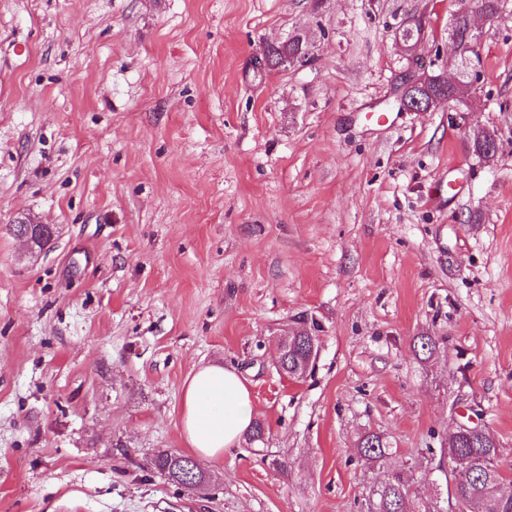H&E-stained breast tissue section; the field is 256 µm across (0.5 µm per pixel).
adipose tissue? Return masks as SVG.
I'll list each match as a JSON object with an SVG mask.
<instances>
[{
    "label": "adipose tissue",
    "mask_w": 512,
    "mask_h": 512,
    "mask_svg": "<svg viewBox=\"0 0 512 512\" xmlns=\"http://www.w3.org/2000/svg\"><path fill=\"white\" fill-rule=\"evenodd\" d=\"M254 410L246 380L234 369L198 368L182 403L181 436L197 454L221 460L250 428Z\"/></svg>",
    "instance_id": "ef3b65f1"
}]
</instances>
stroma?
Returning a JSON list of instances; mask_svg holds the SVG:
<instances>
[{"label": "stroma", "mask_w": 512, "mask_h": 512, "mask_svg": "<svg viewBox=\"0 0 512 512\" xmlns=\"http://www.w3.org/2000/svg\"><path fill=\"white\" fill-rule=\"evenodd\" d=\"M457 8L0 0V512H361L387 467L429 501L460 422L512 492V0L474 17L472 66ZM411 18L431 73L474 76L465 103L386 110ZM298 31L307 65L256 69ZM298 328L317 355L294 380ZM204 365L238 369L265 431L185 490L149 462L187 453ZM368 434L385 467L358 462ZM316 345V336L309 332H297L285 346L278 368L289 377H299L306 373L309 367L308 354L312 345Z\"/></svg>", "instance_id": "stroma-1"}]
</instances>
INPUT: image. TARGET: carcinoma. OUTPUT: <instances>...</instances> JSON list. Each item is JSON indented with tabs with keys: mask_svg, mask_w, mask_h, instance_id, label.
I'll return each instance as SVG.
<instances>
[{
	"mask_svg": "<svg viewBox=\"0 0 512 512\" xmlns=\"http://www.w3.org/2000/svg\"><path fill=\"white\" fill-rule=\"evenodd\" d=\"M453 36L464 39L471 36L468 14L458 11L454 15ZM264 55L267 70L273 71L286 65H304L310 61L309 42L306 36L293 34L288 40L268 46ZM474 151L491 159L497 151L494 134L483 131L474 136ZM17 230H26L38 245L50 242L51 229L46 225L34 227L30 224L16 225ZM316 337L308 332H299L285 346L278 368L290 377H299L309 367L308 354ZM361 461L366 464L384 466L388 448L377 435L362 439L358 449ZM451 468L457 470L454 482L446 486V498L453 499L461 512H512V495L502 492L504 480L500 464V448L496 438L484 426L467 433L448 436V447L440 449ZM191 457L162 451L154 456L151 468L180 488L192 489L182 477ZM375 512H439L429 502H413L410 476L402 471L387 469L374 490Z\"/></svg>",
	"mask_w": 512,
	"mask_h": 512,
	"instance_id": "cac0c4a2",
	"label": "carcinoma"
}]
</instances>
